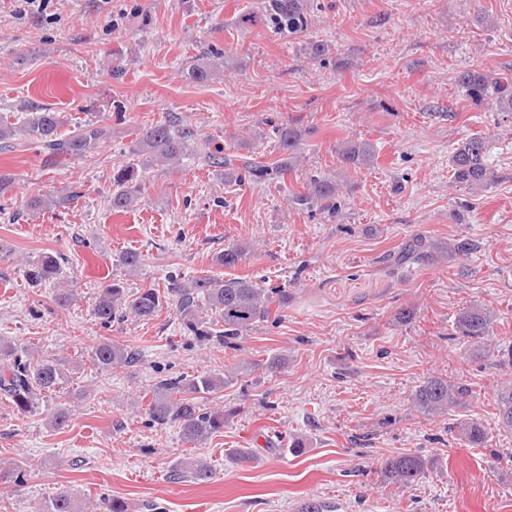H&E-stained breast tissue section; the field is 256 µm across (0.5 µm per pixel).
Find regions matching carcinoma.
I'll list each match as a JSON object with an SVG mask.
<instances>
[{
  "instance_id": "carcinoma-1",
  "label": "carcinoma",
  "mask_w": 512,
  "mask_h": 512,
  "mask_svg": "<svg viewBox=\"0 0 512 512\" xmlns=\"http://www.w3.org/2000/svg\"><path fill=\"white\" fill-rule=\"evenodd\" d=\"M261 15L268 18L279 31L298 34L308 29V0H260ZM224 65V53L211 50L190 61L184 77L196 84H205ZM457 80L466 95L476 104L493 105L504 112H512V81L493 78L481 69L461 71ZM62 124L59 113L47 108L29 113L17 123L0 122V144L12 147V139L23 137L37 143L52 155L69 158L85 157L99 146L104 130L95 123L77 127L67 136L59 133ZM281 158L271 164H260L226 155L207 142H197L189 127L177 121H165L142 129L136 140V152L147 156V166L177 167L188 158L207 166L224 168V176L240 183L283 179L300 162L301 133L291 126L276 129ZM488 140L476 135L466 138L449 158L453 183L478 194L488 190L498 179V173L487 159ZM340 162L348 168L359 169L371 163L374 147L371 143L347 141L340 153ZM143 175L137 168L122 165L113 169L112 194L109 206L114 212L133 207L142 193ZM340 186L336 180L317 177L305 186V192L292 196L290 204L322 210L337 209ZM253 251L248 241L228 244L214 257V264L231 269ZM448 250L440 247L424 234L408 239L396 254L384 257L392 272L419 262L443 257ZM26 278L35 285L52 287V301L67 308L77 301L76 290L65 284L62 257L46 253L25 265ZM288 305V291L284 288H264L247 278L203 276L183 281L169 277L165 290L143 288L129 294L123 283L115 280L101 288L92 305V315L104 328L131 315L149 320L162 307L173 308L183 333L200 343L217 342L226 349L239 350L242 339L259 324L275 322ZM496 318L493 309L471 303L457 314L456 335L483 344L490 336ZM89 364L98 373H108L115 367L132 366L139 353L115 339L103 337L89 347ZM239 368H226L224 374L199 373L165 376L155 380L149 392L146 408L151 425L179 429L182 439L191 445H200L224 431V411L208 410L199 404L206 395L224 390L238 377ZM70 378V367L58 359L36 354L32 347H21L0 339V395L17 412L24 415L45 414L47 425L55 431L68 426L72 409L70 402L59 400V392ZM472 391L456 386L443 377L429 376L412 393V407L428 415L444 414L470 403ZM54 405L45 408V403ZM498 427L512 433V382L498 389ZM460 439L473 446L488 442L489 434L478 422L467 419L455 423ZM428 461L415 453H400L384 460L381 473L388 484L403 487L413 485L424 474ZM211 465L198 457L183 456L171 468L170 478L191 479L205 483L212 479ZM37 512H85L79 497L69 488H62L52 498L40 503Z\"/></svg>"
}]
</instances>
